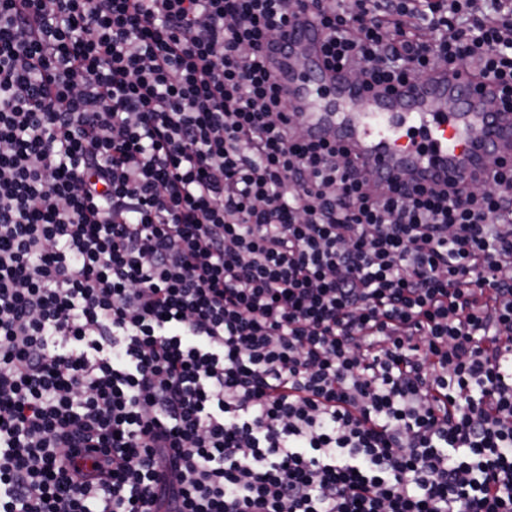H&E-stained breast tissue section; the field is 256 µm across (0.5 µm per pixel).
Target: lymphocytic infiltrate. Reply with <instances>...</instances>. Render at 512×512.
<instances>
[{
  "label": "lymphocytic infiltrate",
  "mask_w": 512,
  "mask_h": 512,
  "mask_svg": "<svg viewBox=\"0 0 512 512\" xmlns=\"http://www.w3.org/2000/svg\"><path fill=\"white\" fill-rule=\"evenodd\" d=\"M492 75L512 0H0V512H512V164L378 192L265 48Z\"/></svg>",
  "instance_id": "lymphocytic-infiltrate-1"
}]
</instances>
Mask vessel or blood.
<instances>
[{
    "instance_id": "vessel-or-blood-1",
    "label": "vessel or blood",
    "mask_w": 512,
    "mask_h": 512,
    "mask_svg": "<svg viewBox=\"0 0 512 512\" xmlns=\"http://www.w3.org/2000/svg\"><path fill=\"white\" fill-rule=\"evenodd\" d=\"M310 15L289 24L290 52L272 71L297 126L346 147L373 176L468 184L512 158V114L495 112L499 86L436 69L394 90H366L322 62Z\"/></svg>"
}]
</instances>
